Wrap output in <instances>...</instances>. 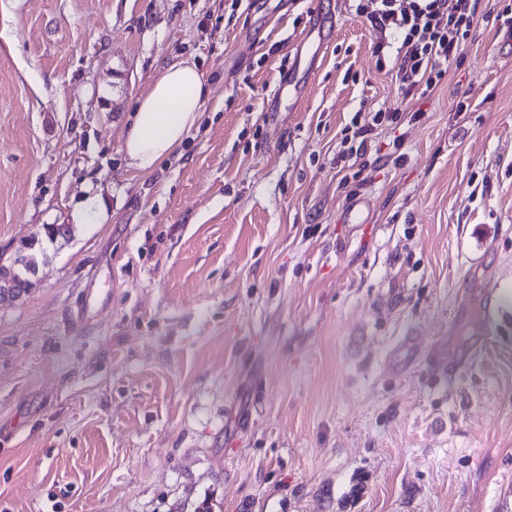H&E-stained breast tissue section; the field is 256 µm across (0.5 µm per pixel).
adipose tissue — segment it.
Segmentation results:
<instances>
[{"label":"adipose tissue","instance_id":"ef3b65f1","mask_svg":"<svg viewBox=\"0 0 512 512\" xmlns=\"http://www.w3.org/2000/svg\"><path fill=\"white\" fill-rule=\"evenodd\" d=\"M206 92L194 62L181 59L165 66L136 103L124 139L129 166L149 173L177 151L200 118Z\"/></svg>","mask_w":512,"mask_h":512}]
</instances>
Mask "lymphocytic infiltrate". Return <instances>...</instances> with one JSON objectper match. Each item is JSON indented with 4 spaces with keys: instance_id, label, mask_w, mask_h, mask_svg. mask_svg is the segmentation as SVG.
<instances>
[{
    "instance_id": "f902f5d3",
    "label": "lymphocytic infiltrate",
    "mask_w": 512,
    "mask_h": 512,
    "mask_svg": "<svg viewBox=\"0 0 512 512\" xmlns=\"http://www.w3.org/2000/svg\"><path fill=\"white\" fill-rule=\"evenodd\" d=\"M355 11L377 34V58L395 54L399 89L410 99L441 82L444 64L457 59L477 16L474 0H373Z\"/></svg>"
}]
</instances>
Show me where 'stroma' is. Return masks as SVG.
<instances>
[{
	"label": "stroma",
	"mask_w": 512,
	"mask_h": 512,
	"mask_svg": "<svg viewBox=\"0 0 512 512\" xmlns=\"http://www.w3.org/2000/svg\"><path fill=\"white\" fill-rule=\"evenodd\" d=\"M501 7L340 162L355 113L407 107L350 0H0V260L71 227L0 304V512H512ZM178 58L201 117L141 174L134 105Z\"/></svg>",
	"instance_id": "stroma-1"
}]
</instances>
